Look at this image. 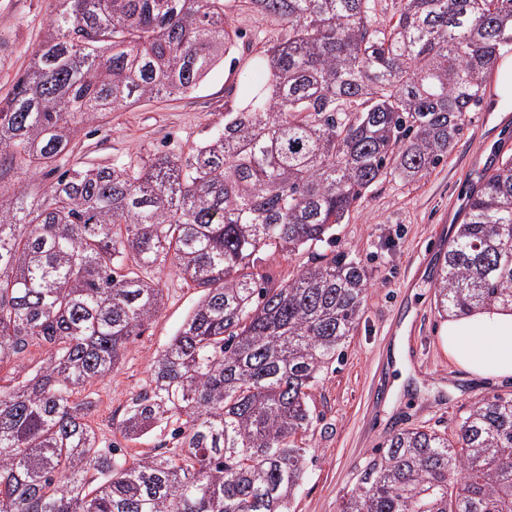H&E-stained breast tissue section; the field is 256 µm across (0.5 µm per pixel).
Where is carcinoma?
Listing matches in <instances>:
<instances>
[{
	"instance_id": "cac0c4a2",
	"label": "carcinoma",
	"mask_w": 512,
	"mask_h": 512,
	"mask_svg": "<svg viewBox=\"0 0 512 512\" xmlns=\"http://www.w3.org/2000/svg\"><path fill=\"white\" fill-rule=\"evenodd\" d=\"M51 33L0 99V176L55 175L0 204V512H291L313 425L310 390L364 313L370 273L320 251L386 179L435 168L512 51V0H250L280 30L261 79L182 156L62 170L82 125L185 95L232 55V0H55ZM310 250L278 285L267 252ZM171 269L200 297L104 445L92 402L157 315ZM440 318L512 310V159L486 174L437 273ZM338 512H512V394L452 435H389ZM45 357L46 354L44 348L35 346L30 347L23 356L15 359L11 364L6 365L0 372V375H6L13 371L18 375L20 371H30Z\"/></svg>"
}]
</instances>
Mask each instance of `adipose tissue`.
Instances as JSON below:
<instances>
[{
    "mask_svg": "<svg viewBox=\"0 0 512 512\" xmlns=\"http://www.w3.org/2000/svg\"><path fill=\"white\" fill-rule=\"evenodd\" d=\"M448 356L463 370L484 378L512 377V312L497 307L448 321Z\"/></svg>",
    "mask_w": 512,
    "mask_h": 512,
    "instance_id": "adipose-tissue-1",
    "label": "adipose tissue"
}]
</instances>
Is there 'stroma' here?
I'll return each mask as SVG.
<instances>
[{
  "label": "stroma",
  "mask_w": 512,
  "mask_h": 512,
  "mask_svg": "<svg viewBox=\"0 0 512 512\" xmlns=\"http://www.w3.org/2000/svg\"><path fill=\"white\" fill-rule=\"evenodd\" d=\"M54 0H0V98L46 37ZM247 42L196 93L154 97L88 122L58 158L60 168L108 166L156 151L187 152L224 121L229 92L256 74L252 61L277 30L247 0L227 17ZM512 157V102L488 80L481 105L435 169L422 179L378 185L337 225L334 250L360 260L372 279L365 312L335 362L312 389L314 421L305 478L292 512H336L373 448L397 430L426 425L452 432L480 398L512 393V379L479 378L448 357L434 306L443 247L462 223L489 160ZM163 305L116 369L95 386L93 425L115 441L117 424L147 371L199 299L173 271L160 274Z\"/></svg>",
  "instance_id": "1"
}]
</instances>
